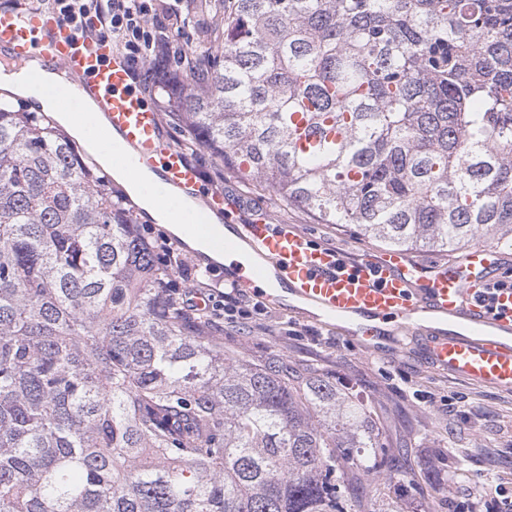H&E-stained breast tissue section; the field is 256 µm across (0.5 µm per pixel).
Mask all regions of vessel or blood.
<instances>
[{
  "instance_id": "vessel-or-blood-1",
  "label": "vessel or blood",
  "mask_w": 512,
  "mask_h": 512,
  "mask_svg": "<svg viewBox=\"0 0 512 512\" xmlns=\"http://www.w3.org/2000/svg\"><path fill=\"white\" fill-rule=\"evenodd\" d=\"M0 55L20 61L38 56L62 70L98 102L138 164L159 171L184 194L198 189L196 168L165 140L159 113L134 89L129 65L111 41L85 37L47 9H0ZM222 200L220 192L208 193L190 219L198 232H207L208 217L220 211ZM231 230L218 248L231 252L243 242L263 259L248 272L226 274L232 287L246 292L274 275L364 348H377L387 333L397 344L412 343L434 367L512 389V289L492 286L502 271L496 250L475 247L461 261L431 266L397 250L351 262L291 224L259 218Z\"/></svg>"
}]
</instances>
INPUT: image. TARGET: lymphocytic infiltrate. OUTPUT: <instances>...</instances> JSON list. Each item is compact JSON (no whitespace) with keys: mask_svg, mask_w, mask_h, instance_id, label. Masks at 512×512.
<instances>
[{"mask_svg":"<svg viewBox=\"0 0 512 512\" xmlns=\"http://www.w3.org/2000/svg\"><path fill=\"white\" fill-rule=\"evenodd\" d=\"M60 18L91 38L111 40L132 64L133 81L144 91L175 94L183 74L199 72L203 50L182 53L170 68V37H183L193 24L181 0H52Z\"/></svg>","mask_w":512,"mask_h":512,"instance_id":"lymphocytic-infiltrate-1","label":"lymphocytic infiltrate"}]
</instances>
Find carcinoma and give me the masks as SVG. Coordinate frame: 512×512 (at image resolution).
<instances>
[{
    "label": "carcinoma",
    "mask_w": 512,
    "mask_h": 512,
    "mask_svg": "<svg viewBox=\"0 0 512 512\" xmlns=\"http://www.w3.org/2000/svg\"><path fill=\"white\" fill-rule=\"evenodd\" d=\"M182 124L390 250L512 246V0H221ZM52 117L0 99V512H399L367 404L224 351Z\"/></svg>",
    "instance_id": "cac0c4a2"
}]
</instances>
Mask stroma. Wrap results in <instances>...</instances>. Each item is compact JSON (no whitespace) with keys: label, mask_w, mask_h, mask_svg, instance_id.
I'll list each match as a JSON object with an SVG mask.
<instances>
[{"label":"stroma","mask_w":512,"mask_h":512,"mask_svg":"<svg viewBox=\"0 0 512 512\" xmlns=\"http://www.w3.org/2000/svg\"><path fill=\"white\" fill-rule=\"evenodd\" d=\"M190 162L199 170L202 191L223 190L229 202L223 224H238L254 215L273 224H291L315 243L355 258L382 252L381 244L365 239L347 224H318L304 211L278 199L260 185L243 180L206 148H197ZM134 223L155 246H164L174 259L186 261L191 279L176 277L180 290L193 279L224 288V268L189 250L163 225L145 219L133 201H126ZM259 329L225 331L224 348L255 361L279 355L314 368L368 402L379 428L400 451L402 470L416 484L412 496L397 495L400 512H451L452 503H475L488 512L489 496L481 489L487 474L512 482V390L477 384L439 371L413 350L385 340L368 351L336 332L312 313H298L281 300L266 305ZM465 405L467 415L449 409V400ZM456 485H449V471Z\"/></svg>","instance_id":"1"}]
</instances>
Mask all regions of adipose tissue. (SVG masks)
<instances>
[{
	"label": "adipose tissue",
	"instance_id": "obj_1",
	"mask_svg": "<svg viewBox=\"0 0 512 512\" xmlns=\"http://www.w3.org/2000/svg\"><path fill=\"white\" fill-rule=\"evenodd\" d=\"M35 72L42 82L38 89L30 80ZM0 86L27 99L34 109L52 113L110 171L113 180L125 187L128 196L151 221L163 225L189 249L235 269L255 265L256 258L248 249L238 248L227 254L211 248L207 238L195 233L186 221L194 202L183 198L178 188L165 182L155 171L134 165L131 150L115 157L112 148L120 144V136L110 130L97 102L75 91L62 74L43 68L34 58L19 70H0Z\"/></svg>",
	"mask_w": 512,
	"mask_h": 512
}]
</instances>
